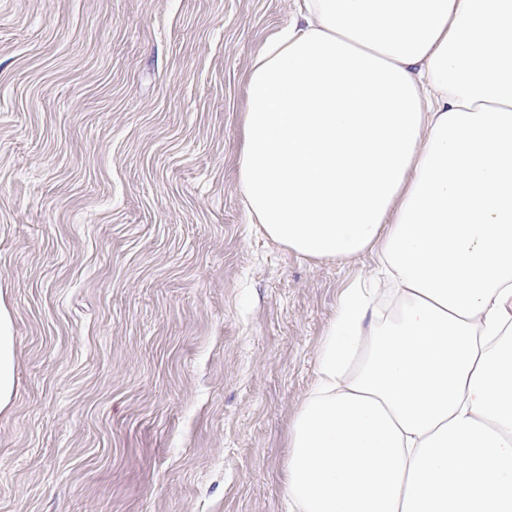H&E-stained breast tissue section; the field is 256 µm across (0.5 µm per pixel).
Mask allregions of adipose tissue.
<instances>
[{
  "label": "adipose tissue",
  "instance_id": "1",
  "mask_svg": "<svg viewBox=\"0 0 512 512\" xmlns=\"http://www.w3.org/2000/svg\"><path fill=\"white\" fill-rule=\"evenodd\" d=\"M244 211L375 253L291 425L289 512H512V0H305L254 58ZM15 339L0 305V412Z\"/></svg>",
  "mask_w": 512,
  "mask_h": 512
}]
</instances>
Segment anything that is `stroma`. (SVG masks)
Instances as JSON below:
<instances>
[{
	"instance_id": "35a3bbf8",
	"label": "stroma",
	"mask_w": 512,
	"mask_h": 512,
	"mask_svg": "<svg viewBox=\"0 0 512 512\" xmlns=\"http://www.w3.org/2000/svg\"><path fill=\"white\" fill-rule=\"evenodd\" d=\"M295 0H0V512H288L290 424L363 253L242 210L246 80ZM16 368L12 319L9 311L0 304V412L6 411L12 402Z\"/></svg>"
}]
</instances>
